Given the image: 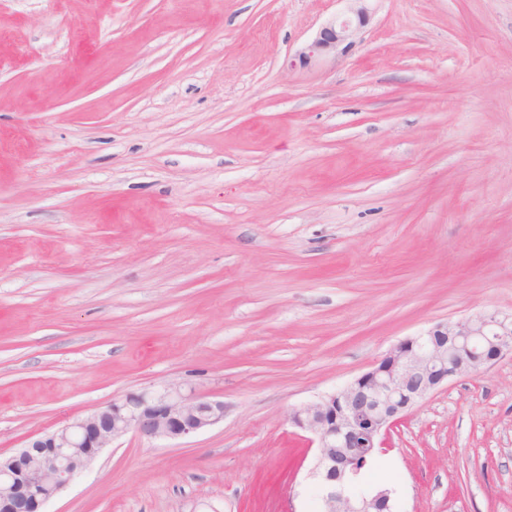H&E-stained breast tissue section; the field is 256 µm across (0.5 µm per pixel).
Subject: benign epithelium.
I'll return each instance as SVG.
<instances>
[{
    "instance_id": "benign-epithelium-1",
    "label": "benign epithelium",
    "mask_w": 512,
    "mask_h": 512,
    "mask_svg": "<svg viewBox=\"0 0 512 512\" xmlns=\"http://www.w3.org/2000/svg\"><path fill=\"white\" fill-rule=\"evenodd\" d=\"M344 2L345 13L324 23L288 67L307 68L355 43L370 19L368 0ZM509 353V315L439 324L399 341L344 387L293 408L289 421L309 433L315 445L307 476L318 489L322 512H391V490L355 493L351 477L428 395ZM222 420L224 401L187 392L179 384L130 393L53 432L33 435L24 447L0 457V512H46L47 504L103 449L129 432L149 440H178Z\"/></svg>"
}]
</instances>
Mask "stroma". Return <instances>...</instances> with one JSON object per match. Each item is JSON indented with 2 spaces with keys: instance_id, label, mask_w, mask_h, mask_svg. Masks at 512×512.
Wrapping results in <instances>:
<instances>
[{
  "instance_id": "stroma-1",
  "label": "stroma",
  "mask_w": 512,
  "mask_h": 512,
  "mask_svg": "<svg viewBox=\"0 0 512 512\" xmlns=\"http://www.w3.org/2000/svg\"><path fill=\"white\" fill-rule=\"evenodd\" d=\"M0 0V455L151 385L48 512H318L293 407L440 323L512 314V0ZM395 512H512V354L409 411ZM347 3L343 15L324 23L314 39L294 58H288V67L307 68L329 57H336L349 49L361 30L368 24L370 12L366 2L372 0H342Z\"/></svg>"
}]
</instances>
